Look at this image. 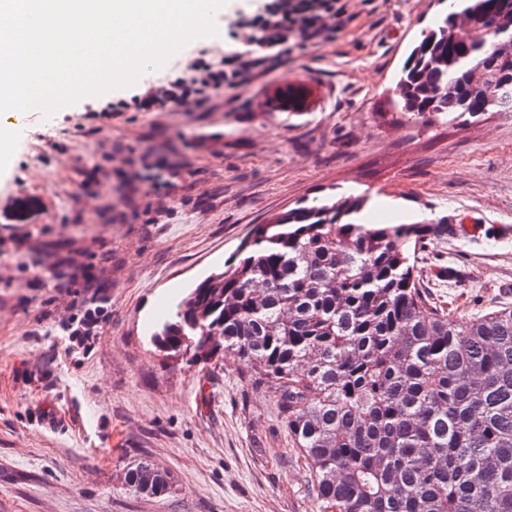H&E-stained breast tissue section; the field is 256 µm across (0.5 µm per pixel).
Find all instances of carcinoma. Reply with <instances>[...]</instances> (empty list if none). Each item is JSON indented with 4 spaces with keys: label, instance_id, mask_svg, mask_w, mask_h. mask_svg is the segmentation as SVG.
<instances>
[{
    "label": "carcinoma",
    "instance_id": "cac0c4a2",
    "mask_svg": "<svg viewBox=\"0 0 512 512\" xmlns=\"http://www.w3.org/2000/svg\"><path fill=\"white\" fill-rule=\"evenodd\" d=\"M458 20L493 36L462 43ZM510 46L512 0H448L399 72L400 110L512 112ZM366 203L254 225L151 340L203 363L236 351L273 392L324 512H512V307L466 320L430 304L414 259L448 225L349 221ZM125 483L153 498L171 488L142 459Z\"/></svg>",
    "mask_w": 512,
    "mask_h": 512
}]
</instances>
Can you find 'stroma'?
<instances>
[{
  "label": "stroma",
  "instance_id": "obj_1",
  "mask_svg": "<svg viewBox=\"0 0 512 512\" xmlns=\"http://www.w3.org/2000/svg\"><path fill=\"white\" fill-rule=\"evenodd\" d=\"M446 12L349 0L333 42L292 48L222 112H137L90 136L77 117L111 93L29 113L0 167V512H318L273 394L239 357L169 358L151 340L165 298L223 272L283 211L388 198L381 223L449 227L417 263L437 304L512 307V112L392 104ZM284 83L302 104H277ZM140 458L171 476L168 495L127 491Z\"/></svg>",
  "mask_w": 512,
  "mask_h": 512
}]
</instances>
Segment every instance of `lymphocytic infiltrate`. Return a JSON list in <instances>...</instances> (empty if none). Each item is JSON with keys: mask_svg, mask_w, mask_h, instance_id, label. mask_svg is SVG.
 Returning <instances> with one entry per match:
<instances>
[{"mask_svg": "<svg viewBox=\"0 0 512 512\" xmlns=\"http://www.w3.org/2000/svg\"><path fill=\"white\" fill-rule=\"evenodd\" d=\"M344 14L341 0H257L253 11L235 10L228 19L232 50L202 49L184 56L174 75L147 80L105 107L83 114L84 134L97 121L134 112H214L219 91H237L260 82L284 64L288 43L331 41Z\"/></svg>", "mask_w": 512, "mask_h": 512, "instance_id": "f902f5d3", "label": "lymphocytic infiltrate"}]
</instances>
